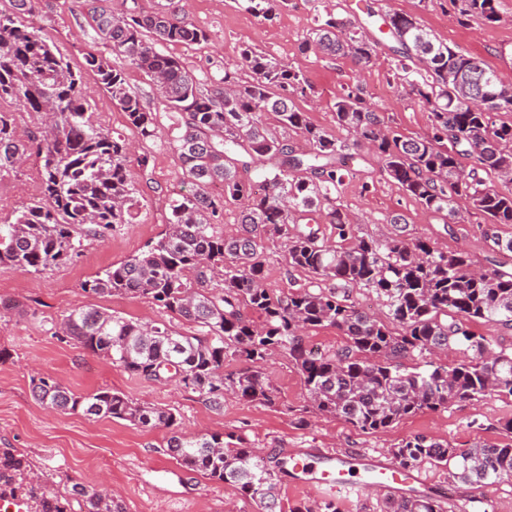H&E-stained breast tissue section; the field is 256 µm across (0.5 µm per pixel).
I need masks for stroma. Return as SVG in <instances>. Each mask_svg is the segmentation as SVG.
Here are the masks:
<instances>
[{
  "label": "stroma",
  "instance_id": "35a3bbf8",
  "mask_svg": "<svg viewBox=\"0 0 512 512\" xmlns=\"http://www.w3.org/2000/svg\"><path fill=\"white\" fill-rule=\"evenodd\" d=\"M176 6L209 33L207 42L171 49L205 84L219 81L228 71L248 78L241 50L251 45L304 75L311 91L300 100V107L311 123L341 140L346 133L336 126L333 102L348 88L363 87L387 124L405 136L427 134L430 113L393 81L394 54L389 45L379 46L365 67L349 57L329 59L302 51L301 43L313 28L317 11L334 12L372 31L385 11L414 16L438 39L480 58L505 80H512V0H499L504 20L491 26L478 20L460 25L449 0H292L271 22L254 14L246 0H176ZM31 20L44 26L74 67L82 69L94 120L128 138L132 157L147 154L151 162L147 180L138 184L134 223L116 225L105 237L92 240L79 259L52 270L27 273L0 268V298L19 306L16 312L0 314V448L14 449L36 472L52 474L49 486L58 494H68L75 483L91 488L111 485L126 512H254V503L233 486L188 472L167 455L163 450L167 431L55 412L33 398L31 380L37 376L56 378L81 394L107 388L173 409L180 432L234 433L273 460L286 458L293 448H316L344 457L368 454L388 461L391 448L416 435L460 449L477 443H512V434L502 428L512 418V397L491 395L455 403L444 411L425 410L386 431L365 434L342 418L308 411L303 381L284 351L275 353L266 364L275 390L273 404L228 392L216 407L197 392L134 376L63 336L59 329L62 314L81 305L141 323L164 319V312L148 299L97 296L85 293L82 286L96 273L158 239L171 199L186 193L189 185L172 143L173 118L165 101L152 81L113 55L98 36L84 0H35ZM90 52L123 67L129 86L155 112L158 137L145 140L129 128L124 113L113 105L96 75L85 69V56ZM381 168L372 152L361 150L336 195L337 205L353 221L358 236L380 241L391 237L395 227L386 218L399 213L407 220L408 237L430 241L448 252H466L474 269L512 272V252L487 239V226L480 216L455 222L429 211L406 196ZM40 195L36 157L0 173V225L12 222L17 209ZM264 273L266 286L276 291L319 285L308 272L287 270L284 248L276 241L265 244ZM420 471L427 492H444L446 512H507L512 507V481L464 483L428 464ZM390 496V491L380 489L319 493L298 488L286 475L278 484L284 512L298 505L315 510L327 501L334 502L339 512H386Z\"/></svg>",
  "mask_w": 512,
  "mask_h": 512
}]
</instances>
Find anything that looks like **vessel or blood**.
<instances>
[{
  "mask_svg": "<svg viewBox=\"0 0 512 512\" xmlns=\"http://www.w3.org/2000/svg\"><path fill=\"white\" fill-rule=\"evenodd\" d=\"M299 487L327 493H355L378 487L393 491L421 483V474L391 466L377 457L347 458L299 451L291 456Z\"/></svg>",
  "mask_w": 512,
  "mask_h": 512,
  "instance_id": "1",
  "label": "vessel or blood"
}]
</instances>
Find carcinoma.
Wrapping results in <instances>:
<instances>
[{"label":"carcinoma","instance_id":"1","mask_svg":"<svg viewBox=\"0 0 512 512\" xmlns=\"http://www.w3.org/2000/svg\"><path fill=\"white\" fill-rule=\"evenodd\" d=\"M102 39L130 65L157 82L158 92L177 116L173 145L188 194L170 202L166 231L145 249L113 265L83 285L99 296L127 295L152 300L164 312L195 327L182 332L171 321L143 324L80 306L65 312V335L148 381L170 380L218 405L224 392L272 403L273 389L262 364L277 348L288 351L312 408L340 417L360 431L375 434L422 410H446L456 402L488 395L512 397V352L498 350L467 323L493 320L512 328V273L477 272L464 252H444L433 244L397 234L383 242L355 235L353 224L336 207L353 150L366 145L380 157L383 173L428 209L452 220L479 215L493 228L512 224V188L486 186L485 176L505 181L512 175V86L494 81L495 71L477 57L439 40L411 15L384 16L394 42V77L410 96L428 107L431 127L423 137H405L387 125L363 89L340 93L333 104L336 125L348 133L338 140L313 125L297 100L307 97L305 77L250 46L241 50L250 78L224 72L204 88L168 45H192L207 33L174 7L145 13L135 7L115 13L109 0H87ZM265 20L289 0H249ZM0 12V102L43 116L49 130L16 135L13 119L0 112V173L26 156L39 161L42 197L0 225V267L42 273L79 258L85 242L129 224L138 189L128 166L126 138L90 119L83 75L40 27L24 23L34 0H10ZM460 22H500L498 0H450ZM380 42L351 22L317 14L304 51L351 57L367 64ZM86 66L124 112L142 138L158 134L156 114L132 91L123 73L90 54ZM495 93L491 112L470 109L463 99L479 91ZM309 144L298 152L271 136L263 114ZM272 171L260 193L243 179L255 158ZM476 159L464 172L462 160ZM247 200L240 213L243 231L224 237L213 220L232 200ZM322 212L351 246L319 241L300 222ZM286 247L291 269L307 271L335 285L324 291L299 288L275 293L264 285L265 242ZM366 288L388 308L399 330L349 302V290ZM258 314L254 322L248 312ZM333 326L348 344L332 354L305 344L307 329ZM462 357L452 365L407 361L438 349ZM250 366L224 373L226 358ZM41 404L89 419H118L149 430L173 429L175 413L139 402L110 389L77 394L51 377L32 379ZM167 452L184 468L236 487L257 512H277V485L288 474V460L270 466L233 433L186 435L175 432ZM401 469L423 463L449 470L458 481L492 484L512 480V445L475 444L457 451L423 435L391 449ZM50 477L35 472L10 448H0V501L20 502L26 512H71L70 500L47 489ZM72 495L85 512H125L112 495L76 484ZM389 512H443L431 496L403 498Z\"/></svg>","mask_w":512,"mask_h":512}]
</instances>
